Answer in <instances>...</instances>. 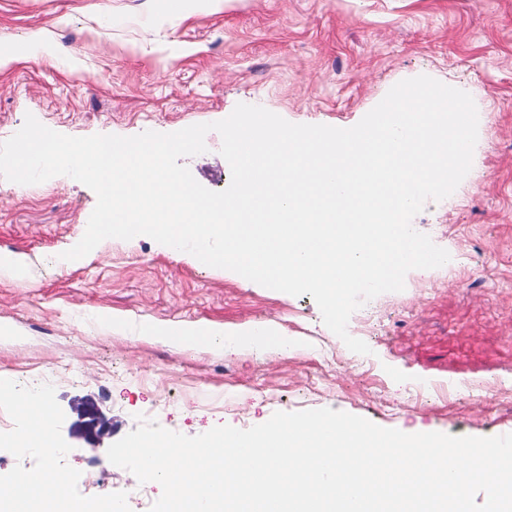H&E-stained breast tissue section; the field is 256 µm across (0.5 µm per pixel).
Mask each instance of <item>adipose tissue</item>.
<instances>
[{
  "label": "adipose tissue",
  "instance_id": "1",
  "mask_svg": "<svg viewBox=\"0 0 512 512\" xmlns=\"http://www.w3.org/2000/svg\"><path fill=\"white\" fill-rule=\"evenodd\" d=\"M150 334L173 345L209 346L220 344L229 350L252 345L284 351L289 345L287 337L282 336L273 328L261 324L228 334L210 327L195 326L154 328L151 329ZM0 394L10 397L17 407H30L38 412L34 426L13 438V446L17 448L52 447L53 441L47 430L52 411L45 396L19 393L14 390L10 382L5 380L0 381ZM18 480L25 487L22 493H15L8 485L0 487V512H89L88 504L71 497L66 485L58 482H32L24 473L19 474Z\"/></svg>",
  "mask_w": 512,
  "mask_h": 512
}]
</instances>
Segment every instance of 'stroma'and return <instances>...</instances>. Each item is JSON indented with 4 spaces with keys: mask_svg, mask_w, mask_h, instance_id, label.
Listing matches in <instances>:
<instances>
[{
    "mask_svg": "<svg viewBox=\"0 0 512 512\" xmlns=\"http://www.w3.org/2000/svg\"><path fill=\"white\" fill-rule=\"evenodd\" d=\"M55 48L46 54L44 44ZM0 142L26 114L68 136L172 133L228 117L240 103L296 124L356 125L396 83L430 76L469 93L478 112L472 167L451 199L412 220L439 247L463 251L467 272L496 273L483 288L421 277L375 308L350 351L311 295L245 282L141 236L107 239L61 260L96 205L81 182L56 176L20 185L0 177V379L47 395L56 458L17 456L14 434L33 413L13 410L0 433V483L52 465L72 497L106 512H140L158 483L111 465L107 450L136 415L187 436L247 429L275 412L330 408L408 434L492 437L512 432L494 404L512 388V0H0ZM184 158L193 177L226 189L221 137ZM111 313L112 329L98 313ZM254 324L291 341L279 352L177 347L142 327ZM95 400L112 424L98 447L73 436V403Z\"/></svg>",
    "mask_w": 512,
    "mask_h": 512,
    "instance_id": "1",
    "label": "stroma"
}]
</instances>
